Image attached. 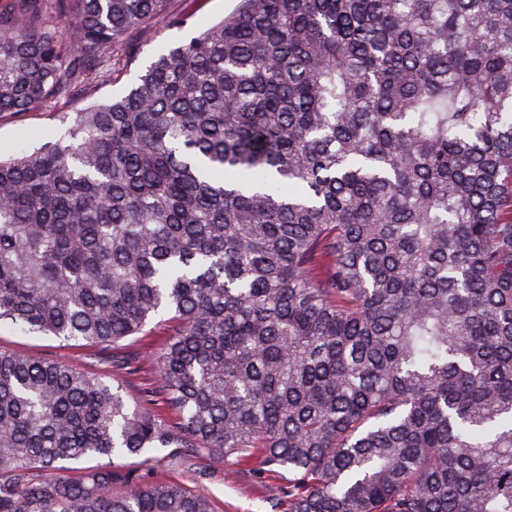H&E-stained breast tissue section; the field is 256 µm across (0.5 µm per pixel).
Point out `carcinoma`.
<instances>
[{
  "label": "carcinoma",
  "mask_w": 512,
  "mask_h": 512,
  "mask_svg": "<svg viewBox=\"0 0 512 512\" xmlns=\"http://www.w3.org/2000/svg\"><path fill=\"white\" fill-rule=\"evenodd\" d=\"M184 2L9 0L0 115L89 98ZM161 313L174 426L0 349V512H215L110 463L155 448L259 453L288 512H512V0H242L0 156V324Z\"/></svg>",
  "instance_id": "carcinoma-1"
}]
</instances>
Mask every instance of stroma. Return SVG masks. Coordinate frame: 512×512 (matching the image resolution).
I'll return each instance as SVG.
<instances>
[{"label":"stroma","instance_id":"obj_1","mask_svg":"<svg viewBox=\"0 0 512 512\" xmlns=\"http://www.w3.org/2000/svg\"><path fill=\"white\" fill-rule=\"evenodd\" d=\"M239 0H192L189 7L193 24L183 28L158 26L144 37L143 50L128 75L99 86L97 100L121 97L134 83L137 74L159 54L180 45L236 10ZM69 120L63 112H32L22 117H0V147L15 145L27 150L40 148L49 138L64 133ZM168 322L156 320L143 333L122 341L119 348H94L64 342L52 336H31L8 327H0V348L23 354L34 360L68 363L100 377L107 383L121 386L129 403H141L146 394L157 390L158 378L153 358L168 340ZM127 470L143 472L152 481H176L210 496L216 512H286L288 500L284 489L286 472L266 465L254 455L239 465L240 475L228 477L211 472L210 460L200 455L191 466H183L164 454L152 460L132 456L120 459Z\"/></svg>","mask_w":512,"mask_h":512}]
</instances>
